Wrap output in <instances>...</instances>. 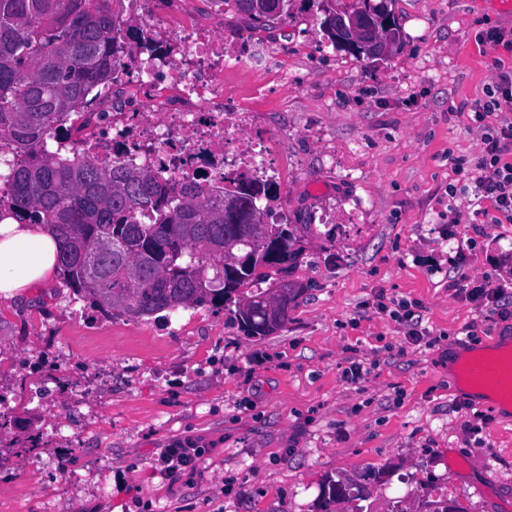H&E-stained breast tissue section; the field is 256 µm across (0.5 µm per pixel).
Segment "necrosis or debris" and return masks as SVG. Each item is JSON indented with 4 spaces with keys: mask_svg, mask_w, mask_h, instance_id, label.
Here are the masks:
<instances>
[{
    "mask_svg": "<svg viewBox=\"0 0 512 512\" xmlns=\"http://www.w3.org/2000/svg\"><path fill=\"white\" fill-rule=\"evenodd\" d=\"M127 2L111 82L62 118L66 151L218 190L279 179L266 140L247 134L252 112L224 91L225 75L247 63L244 37L216 42L178 0L159 15Z\"/></svg>",
    "mask_w": 512,
    "mask_h": 512,
    "instance_id": "obj_1",
    "label": "necrosis or debris"
}]
</instances>
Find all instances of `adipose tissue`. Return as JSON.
Masks as SVG:
<instances>
[{
    "label": "adipose tissue",
    "mask_w": 512,
    "mask_h": 512,
    "mask_svg": "<svg viewBox=\"0 0 512 512\" xmlns=\"http://www.w3.org/2000/svg\"><path fill=\"white\" fill-rule=\"evenodd\" d=\"M56 239L38 224L10 216L0 221V298H14L30 285L51 279L58 262Z\"/></svg>",
    "instance_id": "adipose-tissue-1"
}]
</instances>
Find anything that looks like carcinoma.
<instances>
[{
	"label": "carcinoma",
	"instance_id": "cac0c4a2",
	"mask_svg": "<svg viewBox=\"0 0 512 512\" xmlns=\"http://www.w3.org/2000/svg\"><path fill=\"white\" fill-rule=\"evenodd\" d=\"M258 28L288 15L293 0H232ZM372 9L376 37L400 43L384 3ZM123 0H0V180L13 212L59 240L65 287L104 310L142 317L239 296L241 329L267 336L288 321L269 309L283 287L296 300L305 285L272 279L296 259L299 237L263 217L276 199L250 188L224 189V204L190 182L168 185L132 164L106 168L71 161L46 142L59 116L112 77L114 28ZM370 498L367 484L328 478L325 505Z\"/></svg>",
	"mask_w": 512,
	"mask_h": 512
}]
</instances>
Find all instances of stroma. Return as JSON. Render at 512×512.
Instances as JSON below:
<instances>
[{"instance_id": "35a3bbf8", "label": "stroma", "mask_w": 512, "mask_h": 512, "mask_svg": "<svg viewBox=\"0 0 512 512\" xmlns=\"http://www.w3.org/2000/svg\"><path fill=\"white\" fill-rule=\"evenodd\" d=\"M388 7L402 41L384 58L328 45L322 12L294 0L225 80L304 247L283 329L247 335L221 305L111 314L57 278L0 300V512H321L328 477L368 479L374 512L441 497L512 512V417L450 389L446 359L512 336V318L453 289L512 279V224H477L473 184L448 195L449 155L481 147L460 106L493 84V59L512 67L475 35L511 31L512 12ZM380 293L413 320L378 313ZM184 438L204 457L165 475L162 449Z\"/></svg>"}]
</instances>
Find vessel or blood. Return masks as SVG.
I'll return each instance as SVG.
<instances>
[{
	"instance_id": "vessel-or-blood-1",
	"label": "vessel or blood",
	"mask_w": 512,
	"mask_h": 512,
	"mask_svg": "<svg viewBox=\"0 0 512 512\" xmlns=\"http://www.w3.org/2000/svg\"><path fill=\"white\" fill-rule=\"evenodd\" d=\"M472 358L461 362L456 381L483 388L512 405V346L487 350L473 348Z\"/></svg>"
}]
</instances>
